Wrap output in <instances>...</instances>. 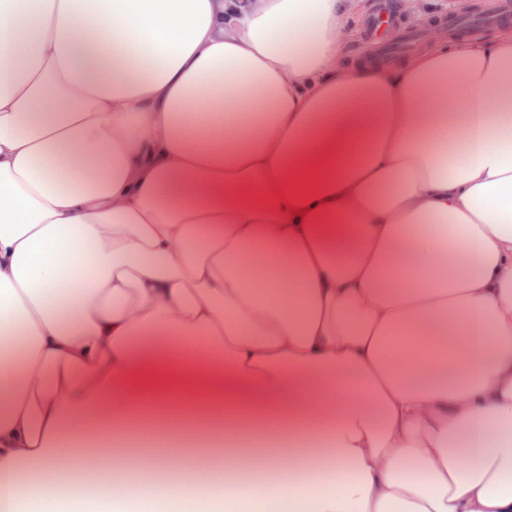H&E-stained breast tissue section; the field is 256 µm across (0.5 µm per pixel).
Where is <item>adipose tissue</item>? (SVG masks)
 I'll list each match as a JSON object with an SVG mask.
<instances>
[{"label": "adipose tissue", "mask_w": 512, "mask_h": 512, "mask_svg": "<svg viewBox=\"0 0 512 512\" xmlns=\"http://www.w3.org/2000/svg\"><path fill=\"white\" fill-rule=\"evenodd\" d=\"M372 8L0 0V512H512V26ZM153 408L225 479L59 493Z\"/></svg>", "instance_id": "obj_1"}]
</instances>
